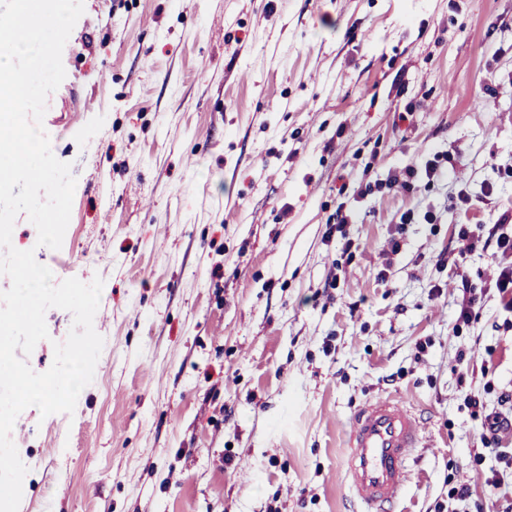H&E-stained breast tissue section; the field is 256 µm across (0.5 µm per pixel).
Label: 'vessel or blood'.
I'll return each instance as SVG.
<instances>
[{
    "mask_svg": "<svg viewBox=\"0 0 512 512\" xmlns=\"http://www.w3.org/2000/svg\"><path fill=\"white\" fill-rule=\"evenodd\" d=\"M420 432L416 416L395 399L372 400L358 409L350 426L346 480L363 512H386L397 501Z\"/></svg>",
    "mask_w": 512,
    "mask_h": 512,
    "instance_id": "vessel-or-blood-1",
    "label": "vessel or blood"
}]
</instances>
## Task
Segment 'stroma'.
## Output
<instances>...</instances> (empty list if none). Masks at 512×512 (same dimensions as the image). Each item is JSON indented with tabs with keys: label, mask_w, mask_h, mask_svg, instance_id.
Instances as JSON below:
<instances>
[{
	"label": "stroma",
	"mask_w": 512,
	"mask_h": 512,
	"mask_svg": "<svg viewBox=\"0 0 512 512\" xmlns=\"http://www.w3.org/2000/svg\"><path fill=\"white\" fill-rule=\"evenodd\" d=\"M62 61L70 221L11 242L107 317L74 413L16 420L19 512H352L350 420L387 396L422 424L393 512L512 505L481 442L507 260L458 239L512 225V0H84ZM45 321L38 373L73 316Z\"/></svg>",
	"instance_id": "stroma-1"
}]
</instances>
